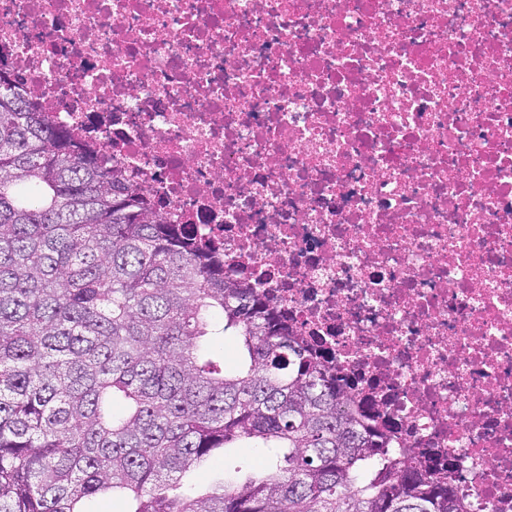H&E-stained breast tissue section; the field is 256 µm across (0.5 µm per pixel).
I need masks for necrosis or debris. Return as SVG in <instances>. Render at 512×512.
<instances>
[{
    "instance_id": "1",
    "label": "necrosis or debris",
    "mask_w": 512,
    "mask_h": 512,
    "mask_svg": "<svg viewBox=\"0 0 512 512\" xmlns=\"http://www.w3.org/2000/svg\"><path fill=\"white\" fill-rule=\"evenodd\" d=\"M0 66L512 512V0H0Z\"/></svg>"
}]
</instances>
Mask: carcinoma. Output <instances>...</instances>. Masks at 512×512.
Returning a JSON list of instances; mask_svg holds the SVG:
<instances>
[{"label": "carcinoma", "mask_w": 512, "mask_h": 512, "mask_svg": "<svg viewBox=\"0 0 512 512\" xmlns=\"http://www.w3.org/2000/svg\"><path fill=\"white\" fill-rule=\"evenodd\" d=\"M230 448L269 466L183 482ZM455 480L0 70V512H463Z\"/></svg>", "instance_id": "obj_1"}]
</instances>
